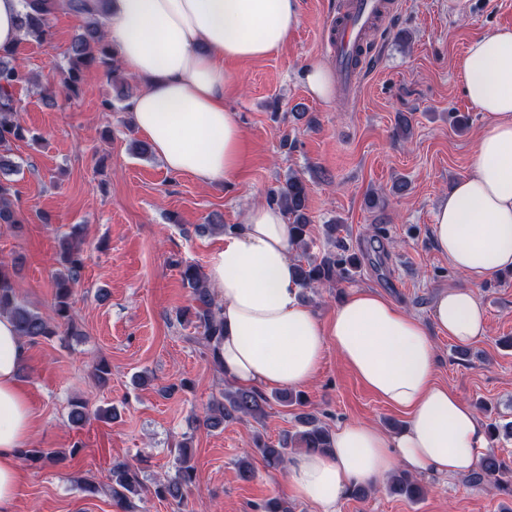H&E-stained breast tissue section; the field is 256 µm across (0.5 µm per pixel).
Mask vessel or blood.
Segmentation results:
<instances>
[{
	"label": "vessel or blood",
	"mask_w": 512,
	"mask_h": 512,
	"mask_svg": "<svg viewBox=\"0 0 512 512\" xmlns=\"http://www.w3.org/2000/svg\"><path fill=\"white\" fill-rule=\"evenodd\" d=\"M392 0H341L324 30V43L344 86H352L368 65L363 50L376 19L389 13Z\"/></svg>",
	"instance_id": "1"
}]
</instances>
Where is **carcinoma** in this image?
Here are the masks:
<instances>
[{
	"mask_svg": "<svg viewBox=\"0 0 512 512\" xmlns=\"http://www.w3.org/2000/svg\"><path fill=\"white\" fill-rule=\"evenodd\" d=\"M109 0H26L25 12L19 20V29L25 39L40 45L52 41L51 19L60 10L81 19L82 25L66 51L67 67L63 73L65 89L77 94L81 89L82 73L97 67L116 82L121 79V64L116 54L110 51L107 33L100 17L107 12ZM16 50L0 51V224H18L20 219L12 209L10 196L13 186L8 176L18 172L17 165L8 152L16 140L26 137L27 129L17 119L18 101L14 89L31 81L28 72L14 63ZM271 202L277 204L288 216L289 232L294 236L304 261L296 266L300 288L313 289L335 285L352 279L361 266L359 254L339 237L340 225H324V237L331 248L318 255L310 254L313 243L312 229L307 216L308 188L298 175H288L285 184L271 192ZM56 249L64 263L62 270L53 277L55 297L52 315L49 317L31 309L18 300L15 276L19 271L16 260H0V315L8 316L23 339L32 343L49 340L59 335L61 327H73L70 298L83 267L82 252L74 234L57 238ZM183 284L190 290L191 304L177 313L178 322L194 319L195 327L201 330V340L210 351L215 364H221L220 346L224 337V323L210 288L198 267L186 266L181 272ZM288 407L305 404L301 393L284 390L267 395L256 389L230 386L220 398L213 401L205 418L206 425L219 428L227 421L251 418L260 421L266 413L270 400ZM88 418L85 401H71L69 421L82 425ZM297 428L282 433L272 442L257 435L254 437L256 452L265 465L278 469L300 450L325 452L332 448V430L312 411L302 412L296 417ZM112 497L128 509L134 508L132 498L142 491V482L133 465L126 461L112 464ZM494 480L499 487H507L512 493V467L495 450H490L478 470L472 472L469 481L480 485ZM195 482V468L186 454L177 459L175 475L156 483L154 494L171 500L180 506L187 498ZM389 493L416 501L424 488L416 477L404 470L393 473L387 481Z\"/></svg>",
	"mask_w": 512,
	"mask_h": 512,
	"instance_id": "obj_1",
	"label": "carcinoma"
}]
</instances>
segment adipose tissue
Wrapping results in <instances>:
<instances>
[{"label": "adipose tissue", "instance_id": "1", "mask_svg": "<svg viewBox=\"0 0 512 512\" xmlns=\"http://www.w3.org/2000/svg\"><path fill=\"white\" fill-rule=\"evenodd\" d=\"M109 44L141 84L130 110L170 172L202 181L229 178L243 161V132L224 104L228 60L278 50L300 24L298 0H110ZM464 92L485 126L475 163L436 212L431 236L468 286L437 295L423 320L376 291L360 288L328 318L300 298L296 245L283 211L252 206L206 259L224 321L226 378L244 388H293L317 376L328 347L377 397L407 415L387 432L363 422L333 431L326 453H295L288 488L319 512L356 486H378L397 470L437 478L477 469L490 448L481 421L435 380L434 336L465 345L485 338L475 288L512 270V28L471 41L461 64ZM28 356L12 321L0 316V512H13L18 457L33 414L18 373Z\"/></svg>", "mask_w": 512, "mask_h": 512}]
</instances>
